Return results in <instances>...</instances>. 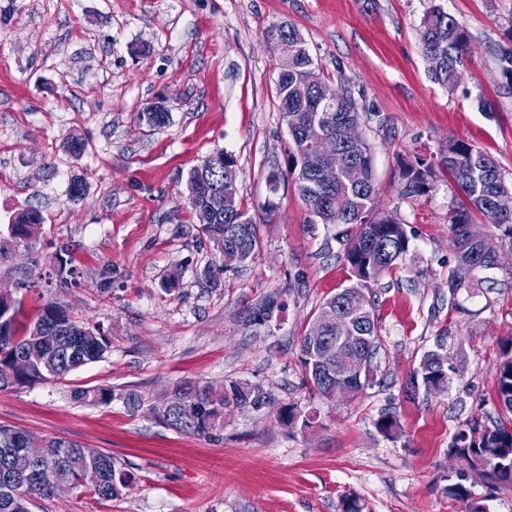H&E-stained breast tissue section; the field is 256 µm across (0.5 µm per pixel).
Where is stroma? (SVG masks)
<instances>
[{
	"mask_svg": "<svg viewBox=\"0 0 512 512\" xmlns=\"http://www.w3.org/2000/svg\"><path fill=\"white\" fill-rule=\"evenodd\" d=\"M470 43L453 87L432 82L417 30L430 0H0V228L22 210L43 216L32 247L0 257V287L24 292L28 313L48 303L100 326L104 358L67 377L0 391V424L37 438L112 454L134 476L103 502L76 490L35 496L31 512H512L449 454L460 420L498 416L494 366L512 337V272L477 295L448 302L454 249L448 215L457 198L436 172L425 194L402 192L414 151L438 154L460 138L491 153L512 180V96L500 94V51L512 0H439ZM304 36L325 76H345L374 157L380 208L406 224L410 251L372 289L380 323L377 383L337 403L304 381L298 347L321 304L353 279L337 227L311 225L292 180L270 195L266 174L286 168L288 130L277 108L278 59L270 26ZM163 103L168 123L139 114ZM85 140L65 151L68 134ZM237 162L238 197L260 226L255 261L207 282L218 257L189 208L186 180L213 151ZM81 198H71L73 180ZM278 209L266 216L263 205ZM73 246L79 286L46 287L58 242ZM179 273L177 288L165 282ZM285 304L266 326L242 323L269 295ZM448 357L440 391L410 389L424 353ZM261 387L258 410L228 408L220 437L177 432L154 414L187 382ZM109 387L111 403L74 390ZM135 391L139 408L122 395ZM296 406L311 427L284 424ZM384 412L401 431L375 428ZM467 487L469 500L450 497Z\"/></svg>",
	"mask_w": 512,
	"mask_h": 512,
	"instance_id": "obj_1",
	"label": "stroma"
}]
</instances>
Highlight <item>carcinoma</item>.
I'll return each instance as SVG.
<instances>
[{
  "mask_svg": "<svg viewBox=\"0 0 512 512\" xmlns=\"http://www.w3.org/2000/svg\"><path fill=\"white\" fill-rule=\"evenodd\" d=\"M268 38L272 46L288 42L294 51L292 66L276 81L278 109L286 122L289 136L287 172L293 177L294 188L312 215L314 224L345 225L341 232L344 260L352 277V286L342 289L323 302L322 314L347 315L368 336L363 350L365 372L351 382L357 396L373 385L371 362L379 346V317L370 284L405 259L410 236L407 225L388 212L379 209L371 148L364 139L347 144L341 139L342 129L357 124L360 112L352 101V93L344 79H339L347 98L323 110L317 103V88L326 82L320 66L309 53L306 41L292 25L271 26ZM470 36L458 20L439 4L431 5L421 22L419 42L424 55L438 59V67L429 71L431 79L443 86H453L460 77L459 66L467 53ZM501 89L512 93V51L501 55ZM149 128H160L168 121V113L160 105L146 108L140 115ZM317 123L321 130L336 138V156L328 159L309 157L305 152L304 130ZM359 167L361 176L352 182L347 176L350 166ZM446 172L455 183L460 202L449 217L454 240L455 266L448 273V295L458 308L456 297L464 292L471 297L484 283H496L489 276L495 270V257L484 251L471 238L474 217L503 230L512 245V182L502 174L496 160L484 150L463 139L444 144L438 161L424 154L414 155V161L403 167V194L427 191L435 168ZM237 172L236 160L217 150L193 167L187 177L189 205L199 219L203 235L221 253L229 248L243 252L242 263L254 260L260 250L259 224L238 198L224 200V209H210L211 193L224 184V174ZM42 215L30 209L8 225V238L0 242L10 245L37 239ZM475 269L472 278L463 279V272ZM282 309L275 295L247 311L243 325L262 326ZM108 341L100 329L90 327L72 317L68 310L47 304L35 314L25 311L18 297H0V390L26 386L50 379H62L70 373L103 358ZM307 383L326 399L330 377L345 362L337 350L324 357L301 338L298 354ZM417 375L410 380L411 388L421 383L425 389H440L448 383L447 359L437 351L425 353ZM496 398L501 407L512 414V338L501 344V357L495 365ZM108 387L78 389L74 397L93 403L112 401ZM268 404L261 388L243 382H231L217 389L209 384H187L173 393L158 411V418L167 426L199 437L212 438L224 427V410L229 407L258 410ZM386 437L398 431L396 417L384 412L375 423ZM21 449L35 460L33 479L22 482L8 469L6 449ZM451 453L463 461L469 470L494 487L512 488V417L495 424L473 416L459 424L452 437ZM94 464L104 472V481L97 487L78 485L101 501L121 497L132 487L134 477L109 453L86 448L76 442L45 437L43 443L29 442V433L13 426L0 425V512H30L29 505L36 495H51V484L58 477L80 480L84 468Z\"/></svg>",
  "mask_w": 512,
  "mask_h": 512,
  "instance_id": "obj_1",
  "label": "carcinoma"
}]
</instances>
